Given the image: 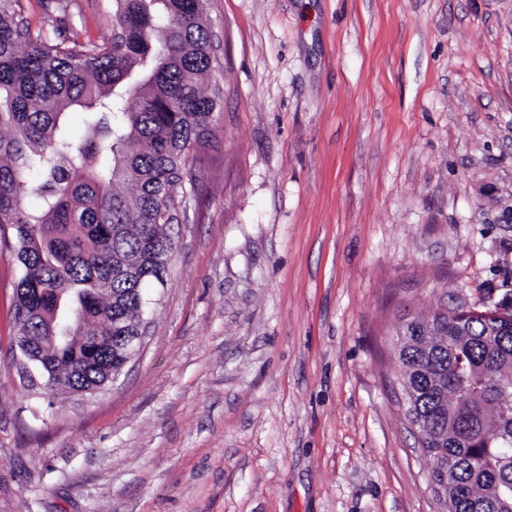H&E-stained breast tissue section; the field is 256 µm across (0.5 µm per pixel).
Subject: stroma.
I'll return each instance as SVG.
<instances>
[{
    "instance_id": "obj_1",
    "label": "stroma",
    "mask_w": 512,
    "mask_h": 512,
    "mask_svg": "<svg viewBox=\"0 0 512 512\" xmlns=\"http://www.w3.org/2000/svg\"><path fill=\"white\" fill-rule=\"evenodd\" d=\"M100 42L112 0H20ZM211 147L138 358L92 395L12 366L0 512H438L399 322L512 302V0H208Z\"/></svg>"
}]
</instances>
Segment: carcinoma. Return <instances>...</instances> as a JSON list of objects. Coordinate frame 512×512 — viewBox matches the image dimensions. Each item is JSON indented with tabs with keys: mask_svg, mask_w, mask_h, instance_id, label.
<instances>
[{
	"mask_svg": "<svg viewBox=\"0 0 512 512\" xmlns=\"http://www.w3.org/2000/svg\"><path fill=\"white\" fill-rule=\"evenodd\" d=\"M206 3L113 0L112 35L97 44L34 35L18 0H0V244L21 264L17 345L49 333L42 316L21 314L24 301L53 306L52 292L26 297L33 288L74 304L73 335L112 337L39 364L46 394L108 384L145 286H164L172 214L221 103L220 89L202 90L215 68ZM77 107L88 114L80 136L66 119ZM463 327L399 358L420 379V414L448 427V447L431 449L448 478V512H512V323L470 315Z\"/></svg>",
	"mask_w": 512,
	"mask_h": 512,
	"instance_id": "obj_1",
	"label": "carcinoma"
}]
</instances>
